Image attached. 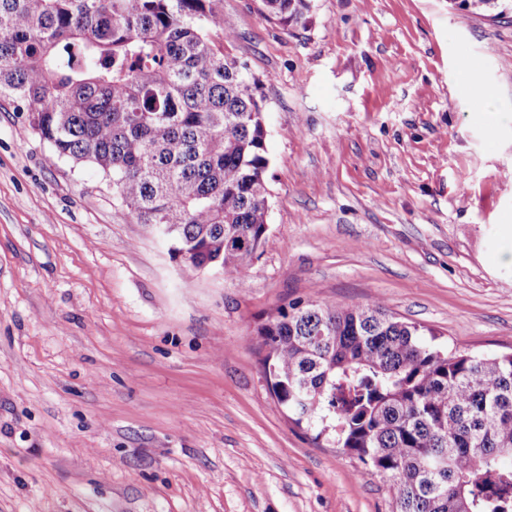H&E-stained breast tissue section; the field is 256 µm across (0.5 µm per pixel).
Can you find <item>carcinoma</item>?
Masks as SVG:
<instances>
[{"instance_id": "1", "label": "carcinoma", "mask_w": 512, "mask_h": 512, "mask_svg": "<svg viewBox=\"0 0 512 512\" xmlns=\"http://www.w3.org/2000/svg\"><path fill=\"white\" fill-rule=\"evenodd\" d=\"M222 0H0V100L89 163L172 258L244 277L267 231L257 80L224 56ZM283 29L310 0H262ZM498 19L512 0H464ZM288 418L386 479L396 512H512V354L453 353L380 300L292 302L257 329Z\"/></svg>"}]
</instances>
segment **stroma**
Wrapping results in <instances>:
<instances>
[{"label": "stroma", "instance_id": "stroma-1", "mask_svg": "<svg viewBox=\"0 0 512 512\" xmlns=\"http://www.w3.org/2000/svg\"><path fill=\"white\" fill-rule=\"evenodd\" d=\"M223 0L211 39L267 127L245 279L174 261L90 164L0 106V512H395L271 394L258 327L384 299L460 353H512V21L454 0ZM264 11L275 19L284 30L306 27L312 5L310 0H262Z\"/></svg>", "mask_w": 512, "mask_h": 512}]
</instances>
